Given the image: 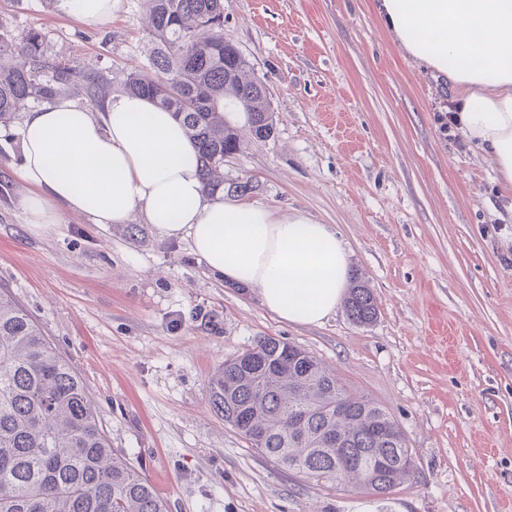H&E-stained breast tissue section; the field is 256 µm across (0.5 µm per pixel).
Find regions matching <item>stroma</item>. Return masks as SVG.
Here are the masks:
<instances>
[{"label": "stroma", "instance_id": "35a3bbf8", "mask_svg": "<svg viewBox=\"0 0 512 512\" xmlns=\"http://www.w3.org/2000/svg\"><path fill=\"white\" fill-rule=\"evenodd\" d=\"M376 0H223L226 42L265 84L273 136L239 127L224 199L330 225L375 322L344 308L279 320L256 291L211 274L187 241L132 214L61 212L32 233L15 131L0 126V284L83 379L116 453L168 512H512V196L493 158L436 115L453 109L379 22ZM145 0L82 26L61 5L0 0V32L35 30L47 57L108 93L145 69ZM252 181L246 194L233 184ZM260 336L323 360L393 416L415 461L387 499L317 482L251 448L208 404V382ZM345 310L349 319L359 325H369L377 318L379 309L376 299L357 277L353 278L349 288Z\"/></svg>", "mask_w": 512, "mask_h": 512}]
</instances>
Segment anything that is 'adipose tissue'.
Listing matches in <instances>:
<instances>
[{
  "label": "adipose tissue",
  "mask_w": 512,
  "mask_h": 512,
  "mask_svg": "<svg viewBox=\"0 0 512 512\" xmlns=\"http://www.w3.org/2000/svg\"><path fill=\"white\" fill-rule=\"evenodd\" d=\"M376 11L409 56L451 81L459 127L512 195V0H378ZM16 135L28 224L57 223L63 208L125 224L138 210L162 237L188 240L212 274L257 289L280 319L320 325L335 312L349 274L335 231L206 191L182 125L151 100L116 93L95 112L58 97Z\"/></svg>",
  "instance_id": "1"
}]
</instances>
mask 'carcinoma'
I'll list each match as a JSON object with an SVG mask.
<instances>
[{
	"label": "carcinoma",
	"instance_id": "obj_1",
	"mask_svg": "<svg viewBox=\"0 0 512 512\" xmlns=\"http://www.w3.org/2000/svg\"><path fill=\"white\" fill-rule=\"evenodd\" d=\"M149 73L125 90L172 113L185 128L208 191L224 188V156L238 150L224 122L229 93L252 133L268 138L275 116L265 86L248 76L224 42L223 0H148ZM99 102L100 82L46 58L41 33H0V123L30 102L66 88ZM349 319L378 315L371 291L353 278ZM209 404L251 447L307 478L390 495L414 473L406 437L388 411L341 386L303 348L272 336L224 361L211 376ZM0 512H167L152 485L112 450L86 386L0 285Z\"/></svg>",
	"mask_w": 512,
	"mask_h": 512
}]
</instances>
